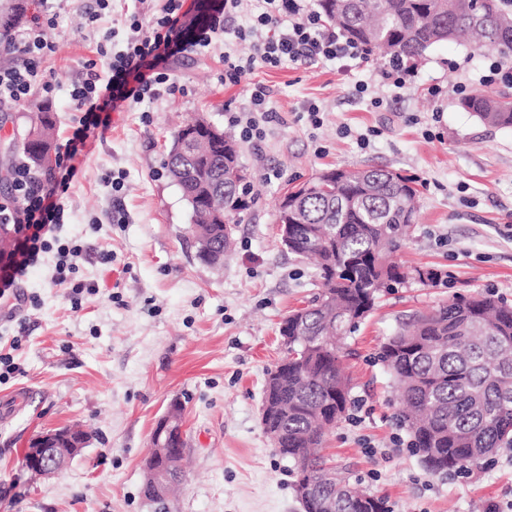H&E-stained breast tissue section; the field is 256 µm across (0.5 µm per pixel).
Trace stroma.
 <instances>
[{
  "instance_id": "obj_1",
  "label": "stroma",
  "mask_w": 512,
  "mask_h": 512,
  "mask_svg": "<svg viewBox=\"0 0 512 512\" xmlns=\"http://www.w3.org/2000/svg\"><path fill=\"white\" fill-rule=\"evenodd\" d=\"M95 7V0H61L45 30L56 47L43 63L54 91L0 104V155L18 117L46 103L56 115V143L65 144L81 117L70 92L86 79L85 62L96 60L97 73L108 76L111 59L98 46L110 31L115 48L126 38L125 0H112L92 26L87 13ZM255 7L245 0L209 46L173 58L178 92L114 113L111 126L96 131L62 228L80 242L79 277L96 294L73 308L67 288L52 282L49 255L21 282L38 308L13 317L0 311V345L21 336L14 357L23 369L0 385V407L15 391L27 396L0 419V512H151L141 494L144 460L158 418L175 400L188 451L170 512H303L260 409L268 373L283 356L280 324L315 293L317 269L284 248L276 211L285 192L317 174L355 167L415 180L418 220L396 260L408 271L441 269L448 281L407 279L348 336L343 367L354 405L327 432L321 453L390 512H488L512 500L505 452L470 475L425 470L394 420L393 377L377 359L401 323L454 294L512 303V128L483 123L461 107L457 91L477 84L496 51L438 44L413 62L403 89L383 79L389 61L376 53L349 69L334 61L258 66L245 83L225 84V54L252 52L234 31ZM252 82L266 86L276 117L263 142L238 143L253 176L252 202L231 252L210 265L197 255L191 211L164 161L181 122L204 117L224 127L231 113L251 111ZM360 83L367 93L357 91ZM311 101L322 109L317 127L304 111ZM110 173L123 174L120 192L107 183ZM105 250L116 256L112 266L99 261ZM66 427L88 431L87 447L60 474L29 473L30 443Z\"/></svg>"
}]
</instances>
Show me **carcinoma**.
Here are the masks:
<instances>
[{
  "mask_svg": "<svg viewBox=\"0 0 512 512\" xmlns=\"http://www.w3.org/2000/svg\"><path fill=\"white\" fill-rule=\"evenodd\" d=\"M320 14L351 40L389 60L409 64L434 45L459 36L493 46L512 57V0H317ZM19 0L0 4V38L20 22ZM487 124L512 127V94L471 95L461 102ZM54 113L27 117L28 134L14 137L8 167L23 163L48 170L55 148ZM199 230L227 251L224 219L239 223L248 210L247 184L224 170V137L188 142L181 155H167ZM207 172L210 180L200 178ZM324 191L308 181L295 191L305 231L318 233L314 248L299 237L288 251L317 259L318 292L286 317L288 349L265 383V433L280 437L279 454L303 455L320 491L336 495L334 512H387L383 498L357 487L343 472L326 467L318 448L325 429L343 418L350 403L336 341L347 337L373 310L380 292L408 279L392 261L417 215L414 181L386 168L335 169ZM379 360L392 373L400 396L397 420L411 448L433 474L457 472L491 450L512 448V306L490 295L458 294L405 323L381 347Z\"/></svg>",
  "mask_w": 512,
  "mask_h": 512,
  "instance_id": "carcinoma-1",
  "label": "carcinoma"
}]
</instances>
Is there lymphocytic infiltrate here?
<instances>
[{"label":"lymphocytic infiltrate","mask_w":512,"mask_h":512,"mask_svg":"<svg viewBox=\"0 0 512 512\" xmlns=\"http://www.w3.org/2000/svg\"><path fill=\"white\" fill-rule=\"evenodd\" d=\"M244 0H224L223 6L208 22L199 27L192 40L183 38L185 0H163L158 14L148 15L134 8L128 15L130 35L124 50L115 53L107 79L92 77L74 86L70 96L81 118L68 136L64 149L58 152L48 178L42 179L25 166L12 173V194L0 199V223L16 227L14 250L0 263V307L16 312L24 306H38L34 296H24L18 283L42 256L56 258L53 280L70 288L73 305L81 296L95 293V286L77 277L75 263L82 251L77 240L60 235L64 224L65 201L81 169L78 159L87 150L98 128L110 126L112 115L124 111L131 103L155 98L159 85L175 93L176 83L169 76L171 58L189 50L209 45L213 34L222 31L227 18L238 13ZM264 9L253 16L249 26L238 28L237 39L251 41L253 53L247 59L224 57V81L237 85L255 65L279 67L318 61H350L366 59L368 51L350 41L338 29L326 27L319 15L303 0H263ZM57 0H37V13L32 21L12 34L5 48L20 53L21 64L0 67V102L24 101L36 90L52 92L42 63L55 51L43 29L54 25Z\"/></svg>","instance_id":"f902f5d3"}]
</instances>
